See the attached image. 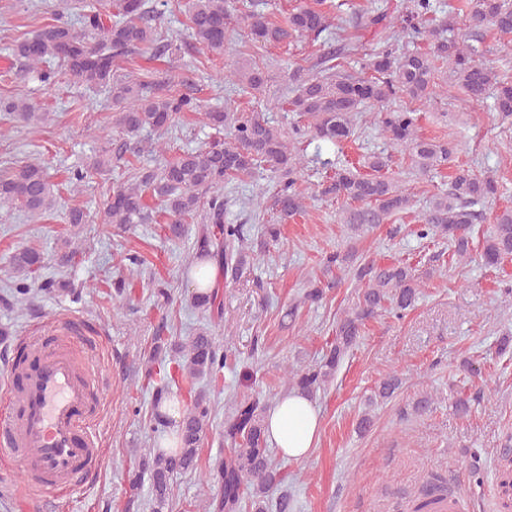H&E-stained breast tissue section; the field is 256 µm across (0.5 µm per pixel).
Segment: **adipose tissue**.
Listing matches in <instances>:
<instances>
[{"label":"adipose tissue","instance_id":"adipose-tissue-1","mask_svg":"<svg viewBox=\"0 0 512 512\" xmlns=\"http://www.w3.org/2000/svg\"><path fill=\"white\" fill-rule=\"evenodd\" d=\"M320 429L317 407L298 393L280 396L267 413V435L280 454L289 460L307 457L319 438Z\"/></svg>","mask_w":512,"mask_h":512}]
</instances>
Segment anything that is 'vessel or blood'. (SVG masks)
<instances>
[{"instance_id":"obj_1","label":"vessel or blood","mask_w":512,"mask_h":512,"mask_svg":"<svg viewBox=\"0 0 512 512\" xmlns=\"http://www.w3.org/2000/svg\"><path fill=\"white\" fill-rule=\"evenodd\" d=\"M57 326L63 336L55 345L28 337L37 363L26 372L11 368V411L0 421V452L15 458L44 495L83 484L100 456L94 426L105 382L95 356L81 364L72 357L81 332L77 321L62 319Z\"/></svg>"}]
</instances>
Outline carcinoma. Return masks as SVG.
I'll use <instances>...</instances> for the list:
<instances>
[{"label":"carcinoma","instance_id":"obj_1","mask_svg":"<svg viewBox=\"0 0 512 512\" xmlns=\"http://www.w3.org/2000/svg\"><path fill=\"white\" fill-rule=\"evenodd\" d=\"M469 25L487 27L501 34L512 33V0H463ZM325 0H302L290 9L275 8L271 0H187V30L195 43L207 53L224 55L226 33L234 20H242L251 40L263 45H288L296 38L317 41L328 30L329 11ZM83 12L84 27L77 31L66 20L69 11ZM432 0H412L403 20L402 30L431 42L428 50L420 47L397 54L391 48L369 54L365 68L370 76L354 78L341 70L347 44L316 58L311 68L318 73L306 79L292 76L297 92L285 97L281 108L302 118V123L286 134L266 117V109L248 113L210 111L208 123L221 137L198 149L185 150L156 167H131L126 180L112 184L103 201V225L165 224L168 233L180 238L186 222L204 211V223L194 236V259L212 260L231 279L242 277L251 262L265 254L277 242L278 224L261 226L260 238L245 224L224 223V181L251 177L258 170L271 172L277 182L273 208L279 216H293L303 211L296 190L303 166L304 141H319L340 146L354 141L355 120L364 103L384 105L401 93L421 99L435 84L438 64L451 65L453 76L471 98L494 89L495 109L503 122L512 125V76L498 75L490 65L472 59L466 35L446 37L454 31L453 18L439 16ZM163 17L158 0H59L55 17L39 26L29 36L13 39L7 47L10 56L25 71L37 73L39 81L51 88L65 78L70 83L104 88L112 98L115 126L132 140L144 132L163 135L172 128L182 112H200L201 100L174 89L176 76L168 73L153 81H137L121 73V63L151 48L177 56L182 41L157 25ZM367 27H378L385 40L397 37L391 30L388 14L368 16ZM241 91L253 95L264 90L266 76L258 67L234 70ZM0 115L8 122L27 125L45 120L46 113L34 112L0 99ZM384 137L394 147L408 152L418 173L430 174L449 167L448 190L430 200L421 217L420 238L448 241L455 259L471 258L474 226L481 218L476 207L495 198L498 182L480 176L453 163L456 145L448 140L426 138L419 133V115L413 110H389L379 113ZM333 175L322 183L320 195L344 201L343 223L349 241L345 251L327 255L323 262L324 282L311 285L301 303L317 304L326 291L341 283L337 272H348L358 285L357 301L343 311L336 322L335 336L326 343L319 360L309 366L292 368L286 382L298 392L313 396L333 380L345 357L361 336L368 321L389 310L401 316L412 309L421 284L415 268L402 261L378 264L359 254L354 242L373 231L392 215L411 204L409 194L394 178L385 175L389 156L373 153L363 157L362 173L355 166L327 162ZM159 202L153 210L147 198ZM58 200L49 182L44 164L15 161L0 170V207L26 211L41 218L57 208ZM82 247V241L64 239L53 255L60 268L70 266ZM512 259V209L495 214L485 237L480 259L484 265L497 267ZM14 280L0 291V304L8 308L31 309L36 291L52 289L70 295V283H42L46 267L44 253L25 248L10 257ZM196 287L192 306L210 322L222 321L224 302L219 288L205 283L202 266L193 269ZM142 269H128L112 280L113 295L129 294L130 279ZM228 351L220 350L207 328L186 343H176L168 334L167 324L156 327L151 338L149 368L145 378L152 387V412L155 429L166 430L172 420L162 411L171 400L173 389L186 391L189 403L182 409L176 445L155 448L141 458L131 481L150 482V512H169L171 478L180 473H195L200 465L201 443L208 430L212 404L209 393L196 380H210L224 369ZM393 375L383 378L373 399L386 401L400 388ZM269 401L255 393L232 402L224 420V440L231 444L224 456L215 459L212 479L221 485L219 495L211 498L206 512H291L292 497L283 492L278 500L268 498V491L283 484L284 477L274 463L268 447L265 419ZM448 481L438 474L423 484L414 512H438L436 505L448 499Z\"/></svg>","mask_w":512,"mask_h":512}]
</instances>
